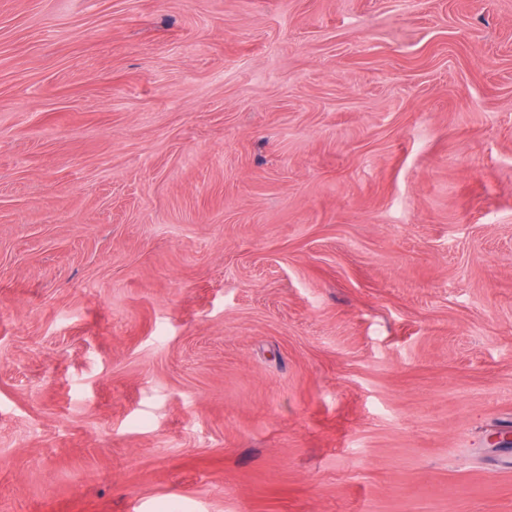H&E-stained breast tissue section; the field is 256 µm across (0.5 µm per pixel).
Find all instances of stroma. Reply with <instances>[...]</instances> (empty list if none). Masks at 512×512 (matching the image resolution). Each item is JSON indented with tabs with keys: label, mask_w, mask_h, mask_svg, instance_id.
I'll list each match as a JSON object with an SVG mask.
<instances>
[{
	"label": "stroma",
	"mask_w": 512,
	"mask_h": 512,
	"mask_svg": "<svg viewBox=\"0 0 512 512\" xmlns=\"http://www.w3.org/2000/svg\"><path fill=\"white\" fill-rule=\"evenodd\" d=\"M512 0H0V512H512Z\"/></svg>",
	"instance_id": "stroma-1"
}]
</instances>
